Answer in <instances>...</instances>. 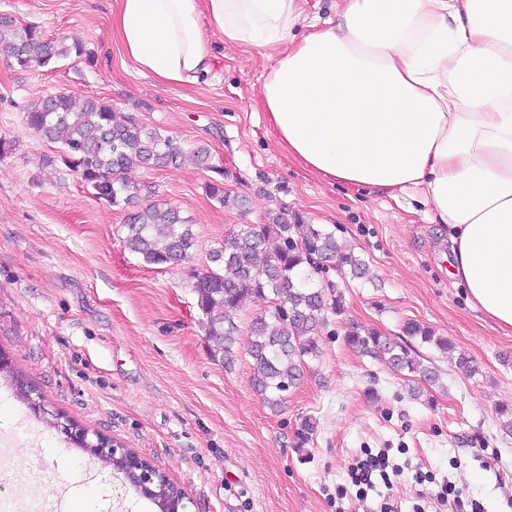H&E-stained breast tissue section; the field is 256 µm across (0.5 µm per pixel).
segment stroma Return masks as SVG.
Segmentation results:
<instances>
[{
  "label": "stroma",
  "mask_w": 512,
  "mask_h": 512,
  "mask_svg": "<svg viewBox=\"0 0 512 512\" xmlns=\"http://www.w3.org/2000/svg\"><path fill=\"white\" fill-rule=\"evenodd\" d=\"M114 0H0V15L82 44L93 63L65 59L23 71L0 60V501L14 512H57L69 497H93L99 512H151L112 469L54 427L67 419L157 464L190 499L188 512H355L350 463L364 449L388 450L402 470L377 485L411 512L416 475L449 479L483 512H512V434L496 414L512 406V335L469 308L448 275V230L421 197L391 196L330 182L277 144L258 91L271 58L212 36V66L194 86L140 74L112 34ZM64 92L102 99L119 112L208 147L224 186L242 208L219 205L209 172L132 168L156 203L190 219L195 264L240 224H261L274 203L305 223L336 230L339 244L369 267L342 286L345 314L330 317L322 354L273 413L255 392L244 330L264 314L250 298L232 368L210 354L197 297L181 266L150 265L125 248V213L94 197L24 118L26 105ZM386 335L416 322L473 358L466 376L451 357L417 350L438 380L413 395L398 375L343 342L349 323ZM20 375L38 394V416L17 392ZM316 426L296 447L303 420ZM347 495L337 499L338 487Z\"/></svg>",
  "instance_id": "1"
}]
</instances>
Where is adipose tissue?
<instances>
[{
    "mask_svg": "<svg viewBox=\"0 0 512 512\" xmlns=\"http://www.w3.org/2000/svg\"><path fill=\"white\" fill-rule=\"evenodd\" d=\"M125 57L166 84L209 73L211 35L274 58L259 98L305 168L419 193L449 276L512 333V0H344L302 37L298 0H118Z\"/></svg>",
    "mask_w": 512,
    "mask_h": 512,
    "instance_id": "ef3b65f1",
    "label": "adipose tissue"
}]
</instances>
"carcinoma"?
<instances>
[{
  "mask_svg": "<svg viewBox=\"0 0 512 512\" xmlns=\"http://www.w3.org/2000/svg\"><path fill=\"white\" fill-rule=\"evenodd\" d=\"M0 56L21 70L49 68L74 56L90 59L78 44L48 38L34 25L0 16ZM26 123L35 132L62 145L60 158L89 185L96 198L114 207L130 205L154 194L149 185L132 183L123 174L132 166H178L189 160L211 171L206 191L222 206L241 205V199L224 189V170L211 164L207 147L184 150L174 138L161 134L134 113L118 117L112 104L86 99L75 102L66 93L38 98L26 112ZM125 247L153 265H188L191 288L205 315L203 327L213 342L214 356L233 363L236 316L246 298L267 303L268 314L249 326L247 354L257 370L254 387L274 412L285 401L283 394L301 379L307 361L321 356L319 333L327 314H344L343 294L333 284L323 288L315 278L334 271L366 274L363 261L342 250L335 232L318 224H305L298 214L277 204L264 224H241L224 236V243L208 253L209 265L191 266L197 249L190 220L173 207L149 203L128 214L124 224ZM446 352L448 339L438 337L414 322L400 337L385 336L373 328L356 325L345 343L369 354L397 373L407 372L424 383L435 382L434 371L418 360L408 339Z\"/></svg>",
  "mask_w": 512,
  "mask_h": 512,
  "instance_id": "obj_1",
  "label": "carcinoma"
}]
</instances>
